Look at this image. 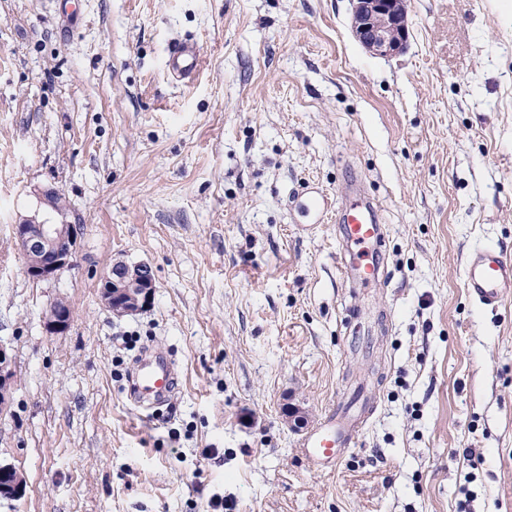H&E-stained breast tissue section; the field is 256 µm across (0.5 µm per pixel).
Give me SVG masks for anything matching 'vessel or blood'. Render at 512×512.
<instances>
[{
	"label": "vessel or blood",
	"mask_w": 512,
	"mask_h": 512,
	"mask_svg": "<svg viewBox=\"0 0 512 512\" xmlns=\"http://www.w3.org/2000/svg\"><path fill=\"white\" fill-rule=\"evenodd\" d=\"M199 66V51L190 41L175 44L166 59L170 76L190 77ZM300 206L315 223L336 220L345 246L342 274L358 288L377 287L386 270L380 258L386 230L373 201L360 191H351L342 208H334L328 195L318 187H305ZM464 284L473 298L487 307H497L512 296V257L495 247L470 252L464 270ZM178 387L171 359L145 351L132 372L129 398L132 404L151 415H158ZM363 429L361 414L328 413L319 428L300 443L305 460L319 470H332L343 459L345 448L356 445Z\"/></svg>",
	"instance_id": "1"
}]
</instances>
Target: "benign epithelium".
I'll list each match as a JSON object with an SVG mask.
<instances>
[{
	"mask_svg": "<svg viewBox=\"0 0 512 512\" xmlns=\"http://www.w3.org/2000/svg\"><path fill=\"white\" fill-rule=\"evenodd\" d=\"M352 29L362 46L379 56L401 52L408 39L406 0H352ZM14 242L25 258L29 278L56 277L72 264L76 247L73 224H47L28 219L13 228ZM155 292L152 269L145 263L117 261L102 279L101 299L117 318L133 315L151 304ZM72 311L63 302L52 304L45 315L49 334L66 331ZM17 378L12 353L0 344V415L8 407ZM0 475L14 476L0 485V501L21 498L25 482L15 466L0 462Z\"/></svg>",
	"mask_w": 512,
	"mask_h": 512,
	"instance_id": "7a95c632",
	"label": "benign epithelium"
}]
</instances>
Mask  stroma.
Returning <instances> with one entry per match:
<instances>
[{
	"label": "stroma",
	"instance_id": "obj_1",
	"mask_svg": "<svg viewBox=\"0 0 512 512\" xmlns=\"http://www.w3.org/2000/svg\"><path fill=\"white\" fill-rule=\"evenodd\" d=\"M73 7L0 0V461L26 481L0 512H512V298L463 279L474 247L512 255V0H408L392 57L351 0ZM181 40L200 66L179 81ZM355 175L387 227L367 293L338 225L292 203L307 182L344 202ZM32 216L77 229L49 280L13 240ZM118 259L156 281L124 318L100 298ZM148 344L180 377L156 424L126 397ZM339 405L367 424L320 473L299 444ZM199 66V51L190 41L175 44L166 59V68L176 80L190 77ZM71 320L70 307L63 302H56L50 306L45 315L44 327L49 334H59L70 327ZM17 378V369L12 353L0 344V415L8 407Z\"/></svg>",
	"mask_w": 512,
	"mask_h": 512
}]
</instances>
